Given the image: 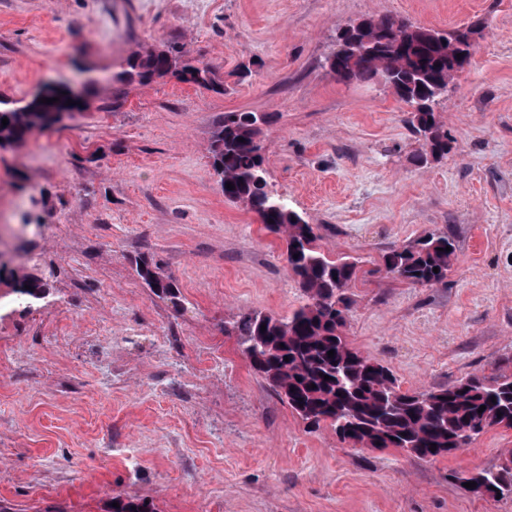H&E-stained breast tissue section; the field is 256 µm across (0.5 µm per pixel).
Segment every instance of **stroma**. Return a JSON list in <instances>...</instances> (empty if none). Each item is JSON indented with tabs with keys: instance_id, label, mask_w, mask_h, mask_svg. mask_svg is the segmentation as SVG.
I'll return each mask as SVG.
<instances>
[{
	"instance_id": "stroma-1",
	"label": "stroma",
	"mask_w": 512,
	"mask_h": 512,
	"mask_svg": "<svg viewBox=\"0 0 512 512\" xmlns=\"http://www.w3.org/2000/svg\"><path fill=\"white\" fill-rule=\"evenodd\" d=\"M371 14L474 29L437 108L446 157L415 163L409 107L325 68L338 28ZM178 41L224 80L120 83L131 52ZM88 80L89 106L0 151V249L47 298L0 310V507L105 512H512L460 492L512 430L420 460L305 424L251 369L240 314L288 315L300 291L281 242L228 202L208 158L227 112L266 115L268 180L358 261L346 336L405 389L491 375L512 359V0H0V95ZM32 225L22 228L23 218ZM448 233L446 283L385 274L381 254ZM172 277L177 302L135 272ZM135 272L142 282L160 298L174 299L179 294L176 282L160 272L157 266H153L145 259H135Z\"/></svg>"
}]
</instances>
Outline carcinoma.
Masks as SVG:
<instances>
[{
    "label": "carcinoma",
    "instance_id": "obj_1",
    "mask_svg": "<svg viewBox=\"0 0 512 512\" xmlns=\"http://www.w3.org/2000/svg\"><path fill=\"white\" fill-rule=\"evenodd\" d=\"M470 30L441 33L389 15L368 16L341 29L328 67L342 83L383 80L405 104L414 107L406 119L422 140L416 162L426 166L448 154V131L435 107L463 69L456 64V42ZM173 76L205 89L222 90L217 72L183 51L176 42L127 58L120 74L126 84L146 85ZM59 98L43 103V98ZM75 104H67L68 100ZM87 107L85 94L66 86L47 85L28 100L0 97V149L19 147L37 130ZM255 112H226L214 127L208 146L211 166L220 177L224 199L254 212L262 229L285 244V259L302 303L291 314H242L234 325L242 353L288 406L312 427L332 426L341 440L356 448H398L419 459L456 453L486 429H512V373L488 381L470 376L438 390L403 391L392 371L352 348L344 334L349 305L346 291L356 279V263L332 258L318 244L316 225L272 189L265 165L262 125ZM234 189L226 188L227 183ZM446 233L428 232L382 256L387 274L416 286L444 282L455 257L446 250ZM298 258H293V255ZM135 272L160 298L179 294L176 282L145 259L134 260ZM439 272H433V268ZM12 280L11 292L26 303L49 295L47 283L0 262V280ZM266 329H261V326ZM334 351L328 357V351ZM330 379H324V376ZM485 410H480V406ZM436 450H430L431 444ZM480 484L512 494V454L495 470L474 472ZM112 512H155L146 499L112 497Z\"/></svg>",
    "mask_w": 512,
    "mask_h": 512
}]
</instances>
